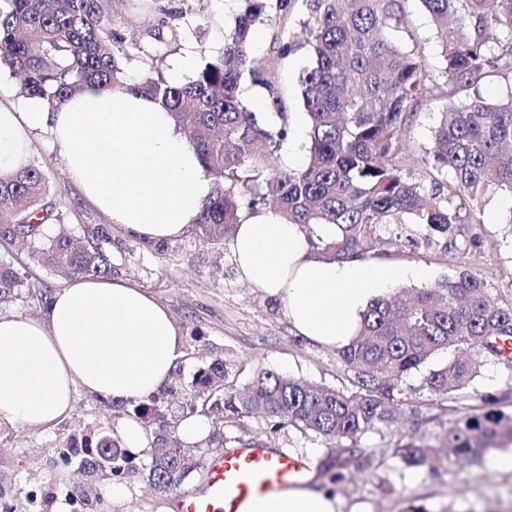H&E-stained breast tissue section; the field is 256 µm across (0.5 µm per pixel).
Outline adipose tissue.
<instances>
[{"label": "adipose tissue", "instance_id": "adipose-tissue-1", "mask_svg": "<svg viewBox=\"0 0 512 512\" xmlns=\"http://www.w3.org/2000/svg\"><path fill=\"white\" fill-rule=\"evenodd\" d=\"M49 127L69 177L113 223L146 242L180 237L212 191L195 151L169 112L132 91L86 88L56 112L30 101L0 108V175L24 167L31 131ZM239 277L284 303L293 331L341 348L362 311L388 287L422 270L328 261L303 226L274 210L243 217L231 241ZM182 354L169 309L153 295L107 278H76L52 292L40 319L0 316V424L48 425L68 412L75 388L124 403L168 381ZM317 483L246 501L241 512H342Z\"/></svg>", "mask_w": 512, "mask_h": 512}]
</instances>
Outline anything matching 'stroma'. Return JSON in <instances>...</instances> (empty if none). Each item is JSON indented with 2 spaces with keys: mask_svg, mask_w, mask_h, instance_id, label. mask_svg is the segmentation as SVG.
Segmentation results:
<instances>
[{
  "mask_svg": "<svg viewBox=\"0 0 512 512\" xmlns=\"http://www.w3.org/2000/svg\"><path fill=\"white\" fill-rule=\"evenodd\" d=\"M168 9L169 26L176 39L175 49L195 46L208 57L222 53L224 42L218 34L233 25L241 11L240 0H114L112 24L126 38H140L142 32ZM406 35L409 47L420 51L428 62L436 60L435 34L420 0L405 4ZM307 15L301 4H294L287 26L278 22L257 25L251 46L259 56H272L276 40L288 36L303 38ZM311 64L306 49L300 48L279 59L268 74L281 92L289 120L305 117L300 76ZM450 89L445 79L436 78L432 91L424 98L414 120L409 141L397 159L405 170L418 171L420 148L431 147L432 128L446 103ZM30 164L45 175L51 194L48 204L51 221L66 229L75 239H97L112 257L118 277L150 292L172 313L183 336V355L176 364L183 385H190L197 368L216 357L230 363L228 384L243 387L255 368L263 367L291 374L328 386L348 385L349 375L335 349L311 343L292 331L283 303L265 297L242 282L229 242H204L190 235L144 242L113 224L69 178L63 150L48 129L30 134ZM512 199L501 197L488 202L484 222L477 230L492 242L491 248L462 258H443L432 253L409 254L398 258L401 266L418 267L426 272L415 281V288H427L465 266L482 274L491 285V295L502 303L512 301V238L502 232L503 216ZM0 259L11 261L22 274L18 297L0 304V315L29 318L42 316L45 303L40 290H55L63 281L39 265L26 251L0 241ZM422 374L408 381L413 404L422 415H402L397 425L368 432L353 439L327 441L311 434L284 427L270 431L262 417L243 419L237 436L243 440L302 456L314 465L338 455L345 448L377 452L384 463L363 470L355 463L343 469L345 478L334 489L346 505L367 503L372 512H512V473L488 470L484 464L452 459L418 468L416 482H406L407 467L392 454L400 436L414 437L437 445L449 428L462 419L469 406L478 405V396L512 385V369L495 360L485 361L469 389L470 401L441 400L422 386ZM126 418L122 409L85 391H77L71 409L55 422L38 427H0V508L10 512H53L63 505L66 512H172L178 494L198 491L205 479L204 470L194 471L178 492L152 489L142 465L147 452L137 455L138 469L127 476L128 495L112 498V479L102 474L95 480L101 496L83 505L75 496L88 476L77 459L68 453L69 439L87 427L116 429Z\"/></svg>",
  "mask_w": 512,
  "mask_h": 512,
  "instance_id": "35a3bbf8",
  "label": "stroma"
}]
</instances>
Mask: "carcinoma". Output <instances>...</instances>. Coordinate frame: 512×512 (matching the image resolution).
<instances>
[{"mask_svg":"<svg viewBox=\"0 0 512 512\" xmlns=\"http://www.w3.org/2000/svg\"><path fill=\"white\" fill-rule=\"evenodd\" d=\"M110 0H0V73L19 79V94L50 110L95 85L135 90L170 112L196 151L213 192L191 226L194 237L222 242L234 235L242 213L274 202L289 224L315 235L323 258H392L407 251L443 257L485 246L474 225L483 223L482 202L512 196V95L490 101L481 86L512 79V0H420L437 32L442 76L453 100L439 113L434 144L422 149V169L406 177L396 151L411 135L415 110L433 84V70L401 32L405 0H302L308 15L306 46L312 64L301 77L309 119V156L304 167L268 172L261 159L288 140L289 118L279 91L268 80L271 59L252 55L253 28L267 17L270 0H243L244 8L224 33V52L203 60L195 77L175 84L162 76L126 81V66L150 48L164 58L172 47L166 17L146 32V42L127 41L112 27ZM249 76L265 92L272 121L260 120L241 96ZM49 186L27 165L0 177V213L11 227L0 240L25 247L61 279L110 277L111 257L89 241L76 245L55 231L45 203ZM334 224L333 240L315 234ZM21 278L0 260V302L17 296ZM512 338V303L490 298V284L469 269L410 299H372L358 334L337 350L350 372L349 385H313L302 378L258 369L243 390L227 384L221 358L199 368L191 388L173 383L131 403L127 416L147 423L150 447L167 443L171 431L197 413L212 414L206 443L226 452L250 444L231 427L261 414L274 429L283 420L325 440L352 439L390 428L411 405L407 379L440 350L452 360L424 374L430 393L443 400L465 397L481 359L501 357L499 342ZM512 391L484 393L481 406L448 429L441 448L413 442L394 448L408 466L441 459L444 450L477 462L512 442V412L503 403ZM80 465L103 467L115 478L135 470L129 449L99 428L69 445ZM176 455H150L146 474L178 486Z\"/></svg>","mask_w":512,"mask_h":512,"instance_id":"cac0c4a2","label":"carcinoma"}]
</instances>
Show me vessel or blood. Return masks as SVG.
I'll return each mask as SVG.
<instances>
[{"label":"vessel or blood","instance_id":"1","mask_svg":"<svg viewBox=\"0 0 512 512\" xmlns=\"http://www.w3.org/2000/svg\"><path fill=\"white\" fill-rule=\"evenodd\" d=\"M309 460L258 446L216 452L207 462L201 492L182 495L177 512H240L249 498L287 488L309 470Z\"/></svg>","mask_w":512,"mask_h":512}]
</instances>
